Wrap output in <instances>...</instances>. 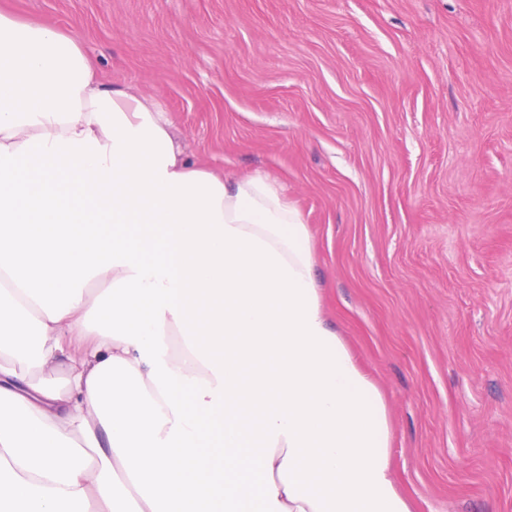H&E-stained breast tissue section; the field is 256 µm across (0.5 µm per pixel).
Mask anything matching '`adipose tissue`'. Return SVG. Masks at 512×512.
Wrapping results in <instances>:
<instances>
[{
	"instance_id": "1",
	"label": "adipose tissue",
	"mask_w": 512,
	"mask_h": 512,
	"mask_svg": "<svg viewBox=\"0 0 512 512\" xmlns=\"http://www.w3.org/2000/svg\"><path fill=\"white\" fill-rule=\"evenodd\" d=\"M170 127L0 12V512H411L301 214Z\"/></svg>"
}]
</instances>
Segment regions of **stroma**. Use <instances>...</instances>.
Instances as JSON below:
<instances>
[{
  "mask_svg": "<svg viewBox=\"0 0 512 512\" xmlns=\"http://www.w3.org/2000/svg\"><path fill=\"white\" fill-rule=\"evenodd\" d=\"M284 187L413 512H512V0H0Z\"/></svg>",
  "mask_w": 512,
  "mask_h": 512,
  "instance_id": "1",
  "label": "stroma"
}]
</instances>
